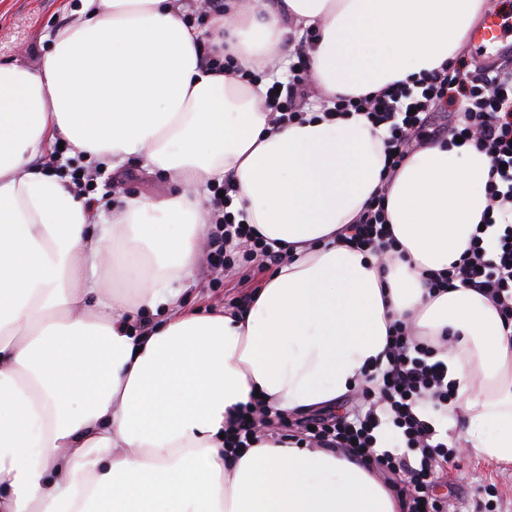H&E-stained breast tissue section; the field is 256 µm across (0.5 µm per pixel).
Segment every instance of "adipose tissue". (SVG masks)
I'll return each mask as SVG.
<instances>
[{
	"label": "adipose tissue",
	"mask_w": 512,
	"mask_h": 512,
	"mask_svg": "<svg viewBox=\"0 0 512 512\" xmlns=\"http://www.w3.org/2000/svg\"><path fill=\"white\" fill-rule=\"evenodd\" d=\"M486 0H76L38 65L0 61V512H403L364 461L222 433L242 404L330 406L385 362L397 319L445 343L456 447L512 463V323L428 274L469 248L493 161L433 143L386 178V127L317 111L275 120L268 60L314 38L316 95L379 93L443 68ZM231 54L246 81L209 69ZM63 142L102 165L136 161L174 189L124 195L95 219L38 161ZM288 251L235 314L180 298L213 220L208 187ZM383 194L400 257L341 239ZM161 314L136 329V313Z\"/></svg>",
	"instance_id": "obj_1"
}]
</instances>
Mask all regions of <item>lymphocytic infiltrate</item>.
<instances>
[{
	"instance_id": "lymphocytic-infiltrate-1",
	"label": "lymphocytic infiltrate",
	"mask_w": 512,
	"mask_h": 512,
	"mask_svg": "<svg viewBox=\"0 0 512 512\" xmlns=\"http://www.w3.org/2000/svg\"><path fill=\"white\" fill-rule=\"evenodd\" d=\"M307 39L295 46L296 61L285 90L267 95V106L281 119H302V103L309 95L305 84ZM457 109L453 125L438 129V136L462 138L490 153V172L484 212L487 225H499L493 242L475 234L460 261L448 271L428 279L430 291L458 285L483 292L512 320V73L485 68L478 74L461 71L456 65L422 74L413 84H395L387 90L363 96L341 95L325 103L326 111L345 115L360 112L373 123L385 125L388 137L386 168L395 172L404 159L422 143V131L429 116L444 107ZM223 201L213 198L218 211L214 230L208 235V265L215 270L232 268L256 259L280 264L283 250L254 235L250 225L231 214L220 213ZM347 242L373 253L395 257L397 246L385 217L383 198H371L356 223L347 225ZM387 338L386 364L375 391H363L361 410L351 415L288 422L277 413L261 411L256 404L242 407L225 431L224 453L237 455L262 437L264 431L288 427L298 443L309 448L337 450L364 456L385 478L402 476L407 488L401 496L406 512H446L445 505L429 494V488L449 464L452 451L440 441L433 414L424 403L440 406L453 396L448 380V364L435 348L413 336L403 322L391 325ZM394 427L402 447H378L377 436L385 427Z\"/></svg>"
}]
</instances>
